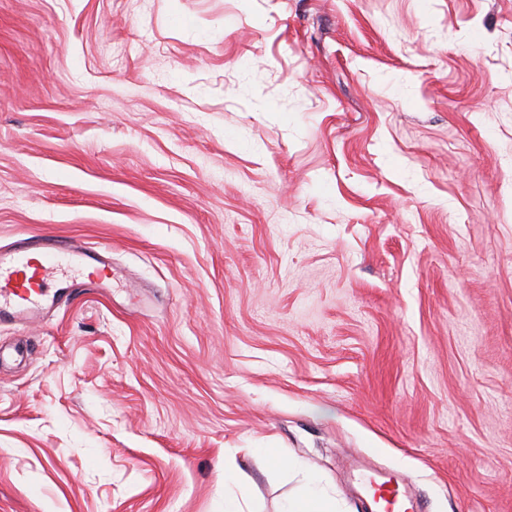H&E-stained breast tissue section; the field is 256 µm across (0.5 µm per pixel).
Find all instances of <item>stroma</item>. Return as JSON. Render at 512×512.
<instances>
[{"label":"stroma","mask_w":512,"mask_h":512,"mask_svg":"<svg viewBox=\"0 0 512 512\" xmlns=\"http://www.w3.org/2000/svg\"><path fill=\"white\" fill-rule=\"evenodd\" d=\"M29 235L115 276L0 320V512H512V0H0ZM282 512H338L318 479H312L300 499L288 502ZM378 487L375 489V493L379 494V497L386 502L390 508L388 512H407L416 511V507L412 502H407L403 499H399V491L395 486H391L388 482L384 481L377 484Z\"/></svg>","instance_id":"1"}]
</instances>
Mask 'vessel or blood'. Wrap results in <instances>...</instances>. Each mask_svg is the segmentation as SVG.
I'll return each instance as SVG.
<instances>
[{"mask_svg":"<svg viewBox=\"0 0 512 512\" xmlns=\"http://www.w3.org/2000/svg\"><path fill=\"white\" fill-rule=\"evenodd\" d=\"M68 270L87 277L93 288H104L112 280V270L100 254L77 248L73 241L57 236L27 237L7 252H0V313L31 320L52 300L73 299L78 283L51 289L55 273ZM390 512H412L413 503L400 499L399 491L388 482L377 487Z\"/></svg>","mask_w":512,"mask_h":512,"instance_id":"obj_1","label":"vessel or blood"}]
</instances>
